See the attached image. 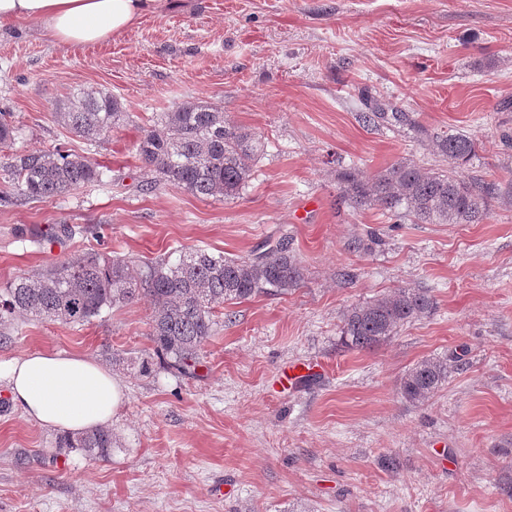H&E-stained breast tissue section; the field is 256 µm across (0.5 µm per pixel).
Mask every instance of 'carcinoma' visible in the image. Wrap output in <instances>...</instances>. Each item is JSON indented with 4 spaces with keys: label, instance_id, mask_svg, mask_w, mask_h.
<instances>
[{
    "label": "carcinoma",
    "instance_id": "obj_1",
    "mask_svg": "<svg viewBox=\"0 0 512 512\" xmlns=\"http://www.w3.org/2000/svg\"><path fill=\"white\" fill-rule=\"evenodd\" d=\"M122 106L103 91L82 92L60 122L80 136L105 138L118 125ZM394 119L410 125L404 112H367L373 125ZM17 128L0 117V152L13 192L0 201L49 200L77 187L101 181L102 172L61 148L19 152ZM265 144L251 132L224 120V112L206 101L186 102L161 117L160 128L144 131L136 146L142 166L154 175L153 185L170 186L199 198L234 199L251 180ZM448 158L449 170L401 160L367 178L358 171L340 176L343 198L355 209L376 206L385 214L403 215L415 224H476L505 191L496 182L470 179L459 171L475 151L460 134L433 141ZM304 281V269L288 244L278 241L253 258L225 257L186 249L175 259L161 258L132 271L129 261L90 250L44 273L20 275L0 292V324L22 314L37 320L83 326L106 309L148 298L150 340L168 367L194 375L204 344L217 326L216 303L246 300L262 294L286 295ZM432 296L416 288L394 291L357 304L343 314L342 345L371 351L398 335L401 328L429 316ZM448 381V358H425L410 367L400 382L402 397L412 404L428 402ZM59 448L79 451L89 459L112 452V430L97 428L66 436Z\"/></svg>",
    "mask_w": 512,
    "mask_h": 512
}]
</instances>
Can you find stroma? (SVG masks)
I'll return each mask as SVG.
<instances>
[{
  "label": "stroma",
  "mask_w": 512,
  "mask_h": 512,
  "mask_svg": "<svg viewBox=\"0 0 512 512\" xmlns=\"http://www.w3.org/2000/svg\"><path fill=\"white\" fill-rule=\"evenodd\" d=\"M87 90L124 110L109 137L56 119ZM199 100L265 141L236 199L151 188L136 157L144 130ZM373 111L425 133L365 123ZM0 112L17 149L57 145L104 170L61 198L0 202V288L90 250L140 265L282 240L305 269L291 293L221 305L230 319L192 377L153 357L144 299L82 327L0 325V395L30 352L90 358L125 389L104 460L0 411V512H512V203L478 224L397 223L344 203L337 179L447 167L432 141L452 131L476 144L466 177L512 184V0H184L83 47L22 22L0 28ZM61 224L77 234L56 238ZM397 288L428 290L434 311L375 350L345 348V310ZM429 357L447 358L448 381L410 404L400 380ZM291 363L314 376L290 387Z\"/></svg>",
  "instance_id": "obj_1"
}]
</instances>
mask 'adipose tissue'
<instances>
[{"label": "adipose tissue", "mask_w": 512, "mask_h": 512, "mask_svg": "<svg viewBox=\"0 0 512 512\" xmlns=\"http://www.w3.org/2000/svg\"><path fill=\"white\" fill-rule=\"evenodd\" d=\"M169 0H0V26L34 21L55 42L84 46L123 34ZM13 402L36 423L77 434L111 423L121 384L97 362L33 352L12 361Z\"/></svg>", "instance_id": "obj_1"}]
</instances>
